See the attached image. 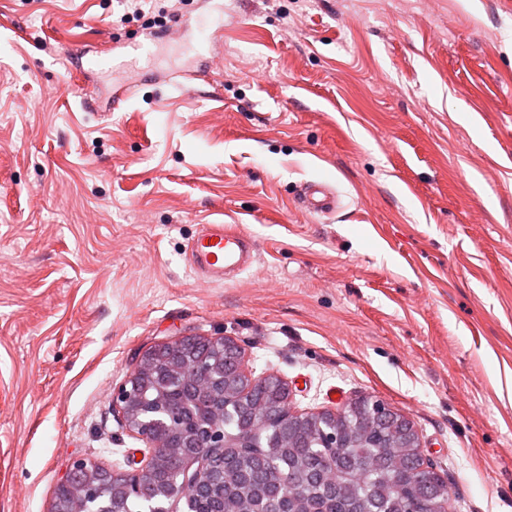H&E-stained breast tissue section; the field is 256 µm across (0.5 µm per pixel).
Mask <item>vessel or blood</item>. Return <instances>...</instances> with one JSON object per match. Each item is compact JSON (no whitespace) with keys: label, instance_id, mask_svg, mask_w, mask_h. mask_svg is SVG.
<instances>
[{"label":"vessel or blood","instance_id":"obj_1","mask_svg":"<svg viewBox=\"0 0 512 512\" xmlns=\"http://www.w3.org/2000/svg\"><path fill=\"white\" fill-rule=\"evenodd\" d=\"M300 203L315 215L336 211V193L324 182L309 181L301 186ZM249 236L224 223L203 225L190 243L188 260L191 266L215 282H225L229 276L243 270L251 260Z\"/></svg>","mask_w":512,"mask_h":512}]
</instances>
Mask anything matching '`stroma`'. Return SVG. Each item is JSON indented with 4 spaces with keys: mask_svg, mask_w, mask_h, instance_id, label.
<instances>
[{
    "mask_svg": "<svg viewBox=\"0 0 512 512\" xmlns=\"http://www.w3.org/2000/svg\"><path fill=\"white\" fill-rule=\"evenodd\" d=\"M124 8L0 0V512L131 469L112 391L180 336L301 412L384 401L450 512H512V0H145L180 50ZM315 179L336 212L301 210ZM230 218L252 263L196 277Z\"/></svg>",
    "mask_w": 512,
    "mask_h": 512,
    "instance_id": "stroma-1",
    "label": "stroma"
}]
</instances>
